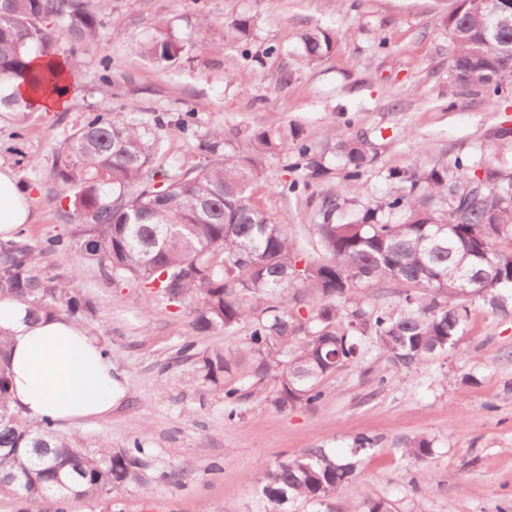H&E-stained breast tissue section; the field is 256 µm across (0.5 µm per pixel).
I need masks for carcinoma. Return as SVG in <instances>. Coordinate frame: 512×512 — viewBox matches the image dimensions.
Segmentation results:
<instances>
[{
    "mask_svg": "<svg viewBox=\"0 0 512 512\" xmlns=\"http://www.w3.org/2000/svg\"><path fill=\"white\" fill-rule=\"evenodd\" d=\"M453 46L448 79L464 92L499 89L512 81V27L497 25L493 10L475 0H455L444 17ZM253 20H234L229 32L246 40ZM104 27L96 0H0V122L21 135L38 110L15 88L32 82L37 93H62L63 82L81 67L78 50L93 45ZM325 29L302 34L304 59L315 63L332 52ZM184 50L163 22L137 44V52L164 68ZM175 124L185 132L195 113L158 115L145 124L108 107L84 117L54 152L53 179L68 192L72 214L83 220L73 238L39 245L0 241V296L28 306L34 318L66 315L88 323L97 311L77 288L79 270L59 280L39 267V257L86 247L107 274L157 288L168 301L185 304L191 328L201 336L225 333L249 322V376L274 382L270 396L279 410L311 405L324 395L323 381L361 359L369 336L389 366L409 371L457 344L470 307L493 312L512 305V172L498 152L457 161L454 171L438 162L424 172L393 171L400 190L374 206L356 210L350 199L326 194L313 225L321 255H305L288 225L252 200L270 156L284 155L302 180L283 194L305 190L328 173L295 127L258 131L253 152L228 150L223 132L199 140L203 161L167 180L148 184L162 151L161 132ZM335 154L348 190L357 192L372 162L364 138L333 131ZM304 265L296 271L298 265ZM406 286L394 307L370 305L365 290L380 282ZM485 292L471 296L467 285ZM310 307L308 317L288 302ZM237 357L221 347L199 361L205 378L218 384ZM9 379L0 342V495L39 502L48 497H99L141 480L139 443L90 457L56 435L51 424L32 426L9 406ZM405 454L421 461L431 453L425 437L408 440ZM356 477V463L322 449L267 468V512L285 503L321 504Z\"/></svg>",
    "mask_w": 512,
    "mask_h": 512,
    "instance_id": "1",
    "label": "carcinoma"
}]
</instances>
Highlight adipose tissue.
<instances>
[{"instance_id":"adipose-tissue-1","label":"adipose tissue","mask_w":512,"mask_h":512,"mask_svg":"<svg viewBox=\"0 0 512 512\" xmlns=\"http://www.w3.org/2000/svg\"><path fill=\"white\" fill-rule=\"evenodd\" d=\"M31 221V193L0 167V239ZM12 407L29 421L73 425L107 415L122 385L112 358L83 324L61 315L29 322L23 304L0 300Z\"/></svg>"}]
</instances>
